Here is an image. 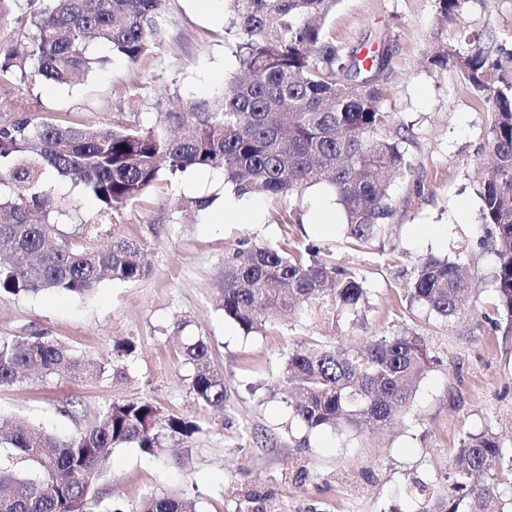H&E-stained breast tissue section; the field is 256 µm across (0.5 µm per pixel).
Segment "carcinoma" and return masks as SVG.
<instances>
[{"label": "carcinoma", "instance_id": "carcinoma-1", "mask_svg": "<svg viewBox=\"0 0 512 512\" xmlns=\"http://www.w3.org/2000/svg\"><path fill=\"white\" fill-rule=\"evenodd\" d=\"M168 0H0V20L23 7L22 53L0 51V294L62 290L86 295L108 278L133 282L148 271L144 248L112 236L103 249L65 240L51 216L59 212L45 189L48 174L68 179L98 205L85 228L99 235L114 215L156 186L161 172L219 170L238 198H283L320 184L332 188L347 238L364 247L380 237L394 211L389 178L410 167L407 136L382 108L391 77L385 52L344 50L327 26L339 0H231L225 35L235 42L238 74L222 95L191 99L158 113L148 127L122 118L108 129L62 124L38 116V101L16 91L43 79L69 84L98 60L93 41L107 42L136 64L163 46ZM438 13L459 24L468 0H436ZM430 68L460 75L491 112L485 148L493 164L480 196V223L491 227L497 257L495 299L477 325L512 337V49L459 30L427 58ZM476 283L454 261L428 255L413 268L407 299L445 321L465 312ZM363 280L308 243L242 245L224 258L222 310L246 334L266 332L272 317H311L333 329L368 309ZM191 390L204 408L224 410V374L200 337L185 347ZM437 362L431 343L405 327L368 336L363 350L330 347L310 337L288 352L283 381L300 393L291 404L305 427L378 431L412 416L417 383ZM91 359L40 334L0 336V385L101 373ZM189 417L166 414L152 401H114L88 429L61 439L18 426L0 414V512H121L103 504L98 483L114 448L153 455L167 439L200 432ZM447 494L427 495L414 478L417 512H512V439L488 425L465 430L448 459ZM128 512H196L180 495H146ZM235 512H279L267 494L236 499Z\"/></svg>", "mask_w": 512, "mask_h": 512}]
</instances>
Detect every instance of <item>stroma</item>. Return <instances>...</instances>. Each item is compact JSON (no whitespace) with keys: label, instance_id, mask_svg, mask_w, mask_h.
I'll use <instances>...</instances> for the list:
<instances>
[{"label":"stroma","instance_id":"35a3bbf8","mask_svg":"<svg viewBox=\"0 0 512 512\" xmlns=\"http://www.w3.org/2000/svg\"><path fill=\"white\" fill-rule=\"evenodd\" d=\"M168 12V38L158 53L132 65L97 44L92 71L65 86L23 87V94L38 98L42 114L105 129L117 115L147 126L159 106L221 93L237 70L234 44L224 37L227 0H169ZM327 25L343 46L391 52L383 109L410 130L403 145L410 168L390 186L394 213L385 236L356 250L342 225L315 233L308 218L316 200L308 192L249 196L240 219L224 223L220 211L231 186H204L203 171L189 170L161 176L113 221L114 233L137 240L147 253L149 269L139 280H107L86 296L0 294V336L44 332L103 366L83 380L0 386V414L69 437L94 423L112 400L146 397L163 412L200 424L187 442L164 441L153 455L114 449L99 483L104 501L129 508L149 494L178 492L195 501L197 512H234L236 494L259 490L283 512H415L409 478L445 493L448 452L461 431L491 422L512 436V339L480 331L466 316L445 324L406 301L411 270L426 255H457L486 296L497 263L487 228L478 222L490 115L456 74L426 63L434 44L456 29L442 21L435 0H340ZM466 29L511 48L512 0H469ZM48 185L62 209L58 225L65 238L104 247L108 235L83 234L97 216L96 202L70 182L52 177ZM202 193L213 197L211 207L177 212L178 199ZM285 213L294 214V223L282 222ZM426 225L433 235L418 234ZM243 241L312 243L364 279L366 318L342 319L330 344L358 346L404 326L440 342L441 364L418 384L415 422L361 434L310 430L293 419L280 376L306 329L278 319L267 334L248 335L219 307L224 257ZM199 337L224 374L228 396L220 412L198 406L190 391L183 348ZM127 340L134 351L123 372L113 371L112 349ZM69 403L74 409L67 414Z\"/></svg>","mask_w":512,"mask_h":512}]
</instances>
